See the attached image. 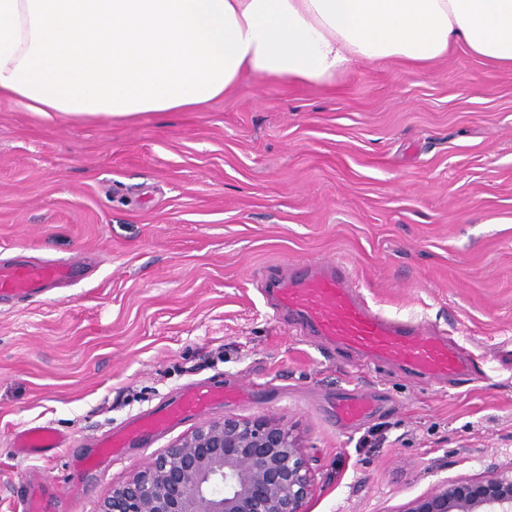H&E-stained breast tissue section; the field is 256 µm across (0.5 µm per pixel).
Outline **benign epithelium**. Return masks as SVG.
Segmentation results:
<instances>
[{"instance_id":"1","label":"benign epithelium","mask_w":512,"mask_h":512,"mask_svg":"<svg viewBox=\"0 0 512 512\" xmlns=\"http://www.w3.org/2000/svg\"><path fill=\"white\" fill-rule=\"evenodd\" d=\"M312 492L290 428L224 417L202 423L112 487L101 512H308ZM405 512H512V470L442 485Z\"/></svg>"}]
</instances>
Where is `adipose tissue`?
I'll return each instance as SVG.
<instances>
[{
  "instance_id": "ef3b65f1",
  "label": "adipose tissue",
  "mask_w": 512,
  "mask_h": 512,
  "mask_svg": "<svg viewBox=\"0 0 512 512\" xmlns=\"http://www.w3.org/2000/svg\"><path fill=\"white\" fill-rule=\"evenodd\" d=\"M512 69V0H0V98L30 112H185L248 76L324 85L450 48Z\"/></svg>"
}]
</instances>
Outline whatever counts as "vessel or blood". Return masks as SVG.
I'll return each instance as SVG.
<instances>
[{
  "mask_svg": "<svg viewBox=\"0 0 512 512\" xmlns=\"http://www.w3.org/2000/svg\"><path fill=\"white\" fill-rule=\"evenodd\" d=\"M80 268V262L74 260L0 263V301H20L39 294L76 278ZM265 293L275 313L289 317L301 334L316 337L323 349L353 353L370 365L396 362L406 376L434 382L476 371V357L463 354L452 337L426 332L415 321L394 318L372 307L344 262L291 264L288 274L267 277ZM223 398L220 387L186 386L177 400L140 416L133 428L112 434L102 442V451L109 454L130 439L170 431ZM369 409V403L353 392L336 400V417L347 426L360 421ZM65 445V438L49 425L27 428L16 440L18 452L33 457L47 456Z\"/></svg>",
  "mask_w": 512,
  "mask_h": 512,
  "instance_id": "1",
  "label": "vessel or blood"
}]
</instances>
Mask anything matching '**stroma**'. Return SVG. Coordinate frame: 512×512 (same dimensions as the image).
Masks as SVG:
<instances>
[{"label": "stroma", "instance_id": "stroma-1", "mask_svg": "<svg viewBox=\"0 0 512 512\" xmlns=\"http://www.w3.org/2000/svg\"><path fill=\"white\" fill-rule=\"evenodd\" d=\"M89 259L0 302V512H98L202 419L273 418L309 460V512H406L512 467V70L451 51L357 63L326 86L249 77L194 112L49 119L0 99V260ZM349 264L387 315L474 352L446 389L324 356L274 316L269 271ZM229 400L119 455L97 443L192 382ZM376 409L336 420L339 394ZM51 424L49 458L13 438Z\"/></svg>", "mask_w": 512, "mask_h": 512}]
</instances>
